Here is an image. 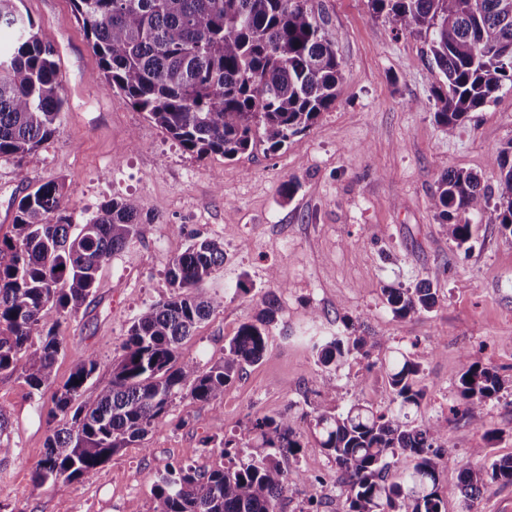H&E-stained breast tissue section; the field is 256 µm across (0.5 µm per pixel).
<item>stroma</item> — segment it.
<instances>
[{"mask_svg": "<svg viewBox=\"0 0 512 512\" xmlns=\"http://www.w3.org/2000/svg\"><path fill=\"white\" fill-rule=\"evenodd\" d=\"M310 5L342 61L335 104L279 151L259 140L227 161L185 151L128 99L101 87L71 0H21L22 13L59 51L68 104L55 136L23 164L0 158V240L13 234L19 199L50 179L63 184L76 223L98 216L109 200L132 197L153 230L102 263L94 295L56 328L62 352L50 389L36 396L18 374L0 373L9 415L0 440L12 449L0 456V512H152L153 481L171 465H221L212 447L247 438L251 419L282 414L293 417L302 443L283 457L284 468L321 482L290 483L281 512H343L346 476L318 447L308 414L354 402L390 408L385 378L366 366L397 348L423 358L427 395L411 421L440 425L456 450L439 477L447 512H462V466L479 470L512 455V237L501 234L490 208L472 219L470 249H459L431 206L450 170L495 185V157L512 140V88L447 133L434 117L424 37L396 31L373 15L369 0ZM290 181L296 190L288 198L281 188ZM204 238L224 245L223 265L203 284L223 303L182 341L178 357L202 369L222 360L239 326L268 304L275 320L263 359L239 373L221 404L176 397L163 425L113 454L92 479L35 488L30 471L45 452L53 390L90 352L95 385L110 383L133 320L171 293V260ZM425 279L439 288L435 307L394 317L383 286L412 288ZM346 320L368 344L332 372L318 363L310 339L335 334ZM466 350L479 352L504 382L479 423L449 411ZM324 382L336 390L321 398ZM490 429L497 432L491 442L484 438ZM474 448L484 456H471Z\"/></svg>", "mask_w": 512, "mask_h": 512, "instance_id": "stroma-1", "label": "stroma"}]
</instances>
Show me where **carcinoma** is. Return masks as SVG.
I'll return each mask as SVG.
<instances>
[{
    "instance_id": "obj_1",
    "label": "carcinoma",
    "mask_w": 512,
    "mask_h": 512,
    "mask_svg": "<svg viewBox=\"0 0 512 512\" xmlns=\"http://www.w3.org/2000/svg\"><path fill=\"white\" fill-rule=\"evenodd\" d=\"M19 0H0V27L15 41L0 50V158L20 163L57 132L67 99L54 47L35 31ZM76 18L100 61L104 88L117 91L188 152L232 160L261 136L268 149L309 129L336 102L343 79L335 43L308 0H73ZM399 31L422 34L431 55L435 118L453 134L469 112L504 84L512 86V0H370ZM496 186L451 170L438 183L431 206L448 239L461 248L473 237L469 216L496 198L501 233L512 237V140L497 153ZM11 252L0 264V373L23 378L33 394L51 384L61 346L54 330L94 294L104 260L151 233L133 198L105 203L86 224L74 222L62 187L48 180L27 192L14 216ZM224 264L220 243L202 239L172 259L173 292L142 311L127 330L109 385L89 390L97 371L92 353L79 356L67 382L52 394L50 434L33 465L36 488L47 482L89 480L121 448L142 441L181 395L215 404L246 365L267 347L271 308L240 325L224 346V359L202 370L178 361L179 343L222 303L200 285ZM385 306L399 318L431 310L438 289L383 288ZM365 336H321L312 343L318 362L339 369L362 352ZM457 399L450 412L482 420L503 389L501 377L477 353L462 354ZM383 374L395 407L352 403L341 411L314 409L318 447L348 476L344 512H447L439 492L440 468L455 449L440 426H414L409 411L426 396L422 358L397 351L368 371ZM472 380H467V377ZM63 420L58 424L57 420ZM247 460L240 442L217 452L224 465L178 463L156 477L152 512H278L288 490L280 457L301 447L288 415L255 419L248 428ZM411 458L393 480L391 467ZM512 483V457L480 471L460 468L463 512L485 479Z\"/></svg>"
}]
</instances>
